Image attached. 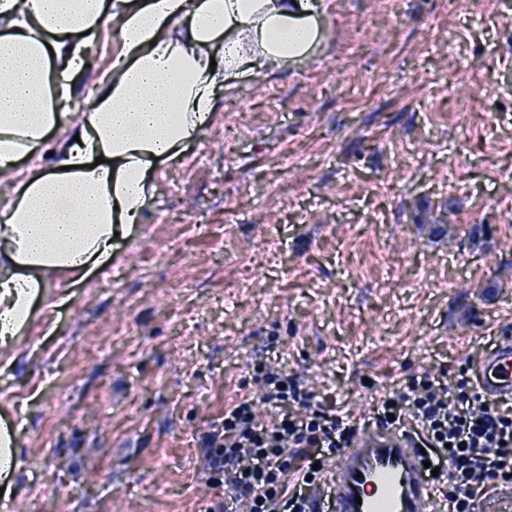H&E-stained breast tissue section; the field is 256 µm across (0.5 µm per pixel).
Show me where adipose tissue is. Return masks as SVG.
Instances as JSON below:
<instances>
[{"instance_id": "adipose-tissue-1", "label": "adipose tissue", "mask_w": 512, "mask_h": 512, "mask_svg": "<svg viewBox=\"0 0 512 512\" xmlns=\"http://www.w3.org/2000/svg\"><path fill=\"white\" fill-rule=\"evenodd\" d=\"M313 0H0V346L55 280L111 264L140 223L160 163L209 124L224 86L307 58ZM116 23L119 51L64 137L59 102ZM49 166L21 171L44 147Z\"/></svg>"}]
</instances>
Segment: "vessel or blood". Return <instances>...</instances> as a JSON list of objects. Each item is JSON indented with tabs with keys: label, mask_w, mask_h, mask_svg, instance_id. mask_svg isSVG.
Wrapping results in <instances>:
<instances>
[{
	"label": "vessel or blood",
	"mask_w": 512,
	"mask_h": 512,
	"mask_svg": "<svg viewBox=\"0 0 512 512\" xmlns=\"http://www.w3.org/2000/svg\"><path fill=\"white\" fill-rule=\"evenodd\" d=\"M477 378L486 398H512V336L479 361ZM424 459L405 432L385 425L358 431L323 491L309 500V512H433Z\"/></svg>",
	"instance_id": "vessel-or-blood-1"
}]
</instances>
